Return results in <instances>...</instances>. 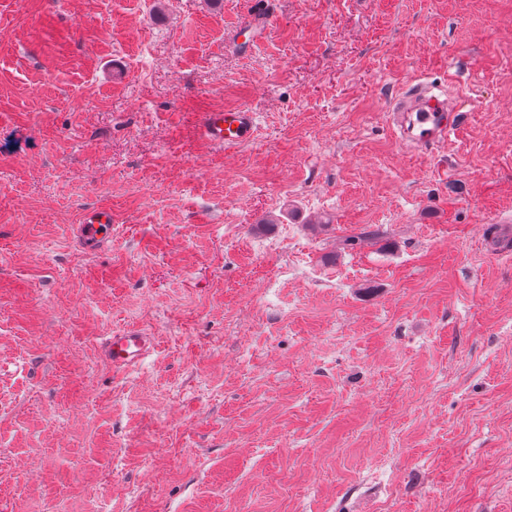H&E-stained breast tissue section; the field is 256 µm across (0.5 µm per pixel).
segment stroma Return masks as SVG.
Listing matches in <instances>:
<instances>
[{
  "mask_svg": "<svg viewBox=\"0 0 512 512\" xmlns=\"http://www.w3.org/2000/svg\"><path fill=\"white\" fill-rule=\"evenodd\" d=\"M253 2L0 0V512H512V0ZM390 112H393L392 121L403 138L410 139L422 151H428L446 140L455 129L447 113L454 112L447 96L433 94L421 81L395 98L391 102ZM199 127L210 144L220 148L236 146L253 138L257 114L247 107L201 112ZM105 221L99 218L89 217L87 224H79L77 237L79 244L88 251H96L106 242L112 241V218L104 217ZM107 223V224H101ZM153 349L154 337L139 328L113 332L104 343V354L114 370L139 365Z\"/></svg>",
  "mask_w": 512,
  "mask_h": 512,
  "instance_id": "35a3bbf8",
  "label": "stroma"
}]
</instances>
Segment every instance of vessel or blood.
Masks as SVG:
<instances>
[{"instance_id": "obj_1", "label": "vessel or blood", "mask_w": 512, "mask_h": 512, "mask_svg": "<svg viewBox=\"0 0 512 512\" xmlns=\"http://www.w3.org/2000/svg\"><path fill=\"white\" fill-rule=\"evenodd\" d=\"M392 121L403 138L411 140L420 150H430L447 139L454 129L447 99L433 94L424 82L408 87L390 106ZM203 137L223 148L251 140L257 128V115L251 109L206 111L199 115ZM79 244L86 250H98L112 239L111 224L92 218L77 228ZM154 338L139 328L112 333L104 343V354L113 369L125 370L139 365L153 350Z\"/></svg>"}]
</instances>
